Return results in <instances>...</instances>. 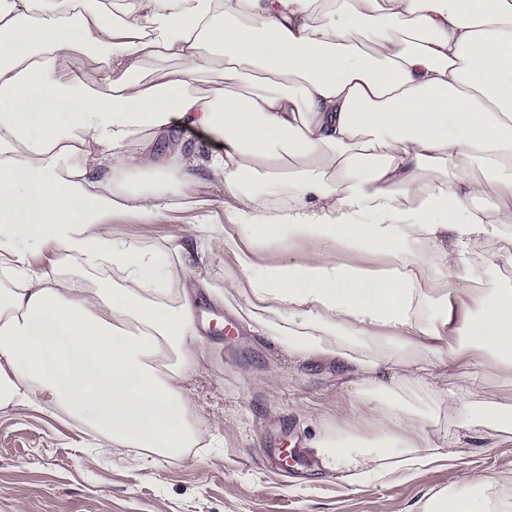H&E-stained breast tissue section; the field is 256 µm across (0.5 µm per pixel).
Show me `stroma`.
Returning a JSON list of instances; mask_svg holds the SVG:
<instances>
[{
  "label": "stroma",
  "instance_id": "1",
  "mask_svg": "<svg viewBox=\"0 0 512 512\" xmlns=\"http://www.w3.org/2000/svg\"><path fill=\"white\" fill-rule=\"evenodd\" d=\"M198 191L213 202L208 214L172 211L149 225L122 215L113 219L112 231L132 243L175 245L186 227L197 228L177 269L210 344L185 386L197 426L215 437V445L153 458L105 440L89 443L85 428L36 409H0V512H418L450 487L457 470L442 462L355 486L346 471L326 469L315 452L281 468L261 464L266 439L282 436L305 447L350 415L359 388L335 361L297 360L286 342L271 338L245 298L224 285L225 273L236 268L231 252L215 247L198 257L208 224L224 221V189L205 180ZM472 249L485 259L489 280L512 287V247L480 239ZM228 320L236 323L237 336L225 335ZM385 363L402 377L392 401L428 418L425 441L440 448L456 430L441 397L468 386L473 375L482 378L479 401L512 405V369L491 358L446 364L433 356L415 375L401 355ZM457 451L458 470L478 479L479 494L494 501L512 493V441L488 431Z\"/></svg>",
  "mask_w": 512,
  "mask_h": 512
}]
</instances>
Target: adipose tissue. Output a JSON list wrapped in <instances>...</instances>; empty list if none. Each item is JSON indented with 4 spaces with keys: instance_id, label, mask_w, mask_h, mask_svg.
Listing matches in <instances>:
<instances>
[{
    "instance_id": "adipose-tissue-1",
    "label": "adipose tissue",
    "mask_w": 512,
    "mask_h": 512,
    "mask_svg": "<svg viewBox=\"0 0 512 512\" xmlns=\"http://www.w3.org/2000/svg\"><path fill=\"white\" fill-rule=\"evenodd\" d=\"M169 59L179 69L147 77V61ZM217 61L221 85L197 92ZM174 129L204 149L157 151ZM469 158L483 179L462 174ZM203 173L240 232L209 227L236 258L224 285L294 356L334 358L371 389L387 386L377 353L393 339L418 367L432 353L512 367V289L470 252L512 243V0H0V409L51 407L162 458L204 440L184 386L206 344L189 296L166 251L111 231L119 214L207 209ZM261 249L282 258L260 263ZM104 267L111 286L87 287ZM475 294L478 314L450 316V296ZM479 388L444 396L464 437L512 433V408L477 406ZM354 411L394 426L374 442L392 472L444 460L416 455L424 424L402 407ZM312 445L327 468L372 470L344 428ZM422 512L512 501L490 505L464 477Z\"/></svg>"
}]
</instances>
